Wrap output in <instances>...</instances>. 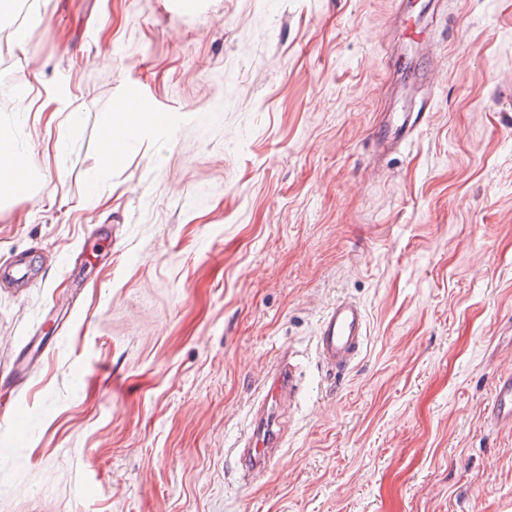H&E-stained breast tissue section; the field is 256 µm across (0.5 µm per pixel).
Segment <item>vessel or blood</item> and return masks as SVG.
Segmentation results:
<instances>
[{
	"mask_svg": "<svg viewBox=\"0 0 512 512\" xmlns=\"http://www.w3.org/2000/svg\"><path fill=\"white\" fill-rule=\"evenodd\" d=\"M424 112L399 114L396 119L375 127L372 140L379 146H394L413 139L427 122ZM366 336L364 309L355 301L342 298L327 309L319 322L315 351L327 372L342 375L358 358ZM297 375L294 365L281 362L271 372L264 394L253 413L251 430L239 449V462L249 474L261 475L277 458L281 447L279 432L266 418L269 407L278 405L284 396L294 395ZM493 425L512 424V373L500 374L495 382L494 403L490 413Z\"/></svg>",
	"mask_w": 512,
	"mask_h": 512,
	"instance_id": "b4317fda",
	"label": "vessel or blood"
}]
</instances>
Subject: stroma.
<instances>
[{
	"mask_svg": "<svg viewBox=\"0 0 512 512\" xmlns=\"http://www.w3.org/2000/svg\"><path fill=\"white\" fill-rule=\"evenodd\" d=\"M43 23L26 28L29 13ZM0 512H512V0H30L0 22ZM163 112L120 161L127 102ZM426 108L398 150L385 112ZM368 340L329 377L323 311ZM299 393L247 480L278 361ZM128 112L112 122L103 133L104 151L102 161L105 166L112 167V161L118 160L128 141L145 126L160 127L166 118L160 112H141L136 107L128 106ZM29 157L18 151L12 138L0 131V196L18 194L30 175ZM366 336L364 309L342 298L327 309L319 322L315 351L327 372L343 375L358 358ZM296 387L294 365L280 361L268 377L264 394L253 413L251 430L245 435L243 448H237L239 462L249 474L260 476L277 459V448L282 447L280 431H274L273 426L267 423L266 412L270 406L278 405L284 396L294 395ZM494 426L512 424V373L500 374L495 382L494 403L490 413Z\"/></svg>",
	"mask_w": 512,
	"mask_h": 512,
	"instance_id": "1",
	"label": "stroma"
}]
</instances>
